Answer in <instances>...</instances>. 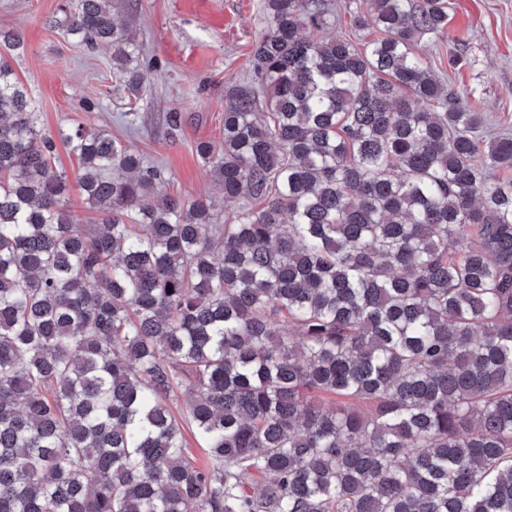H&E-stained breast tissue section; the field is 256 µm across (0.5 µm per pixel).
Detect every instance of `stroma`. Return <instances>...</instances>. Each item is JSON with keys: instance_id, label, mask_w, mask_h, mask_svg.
<instances>
[{"instance_id": "stroma-1", "label": "stroma", "mask_w": 512, "mask_h": 512, "mask_svg": "<svg viewBox=\"0 0 512 512\" xmlns=\"http://www.w3.org/2000/svg\"><path fill=\"white\" fill-rule=\"evenodd\" d=\"M61 2L0 0V29L23 39L9 61L34 95L42 125L103 131L164 168V192L219 197L197 147L221 144L224 95L251 78L248 59L267 27L263 0H114L115 16L144 47L133 124L112 75L111 48L65 36L54 24ZM457 44L466 61L454 67L448 49ZM415 50L443 82L466 91L489 133H512V0H448L445 35L423 38ZM173 109L184 115L175 135L165 121Z\"/></svg>"}]
</instances>
